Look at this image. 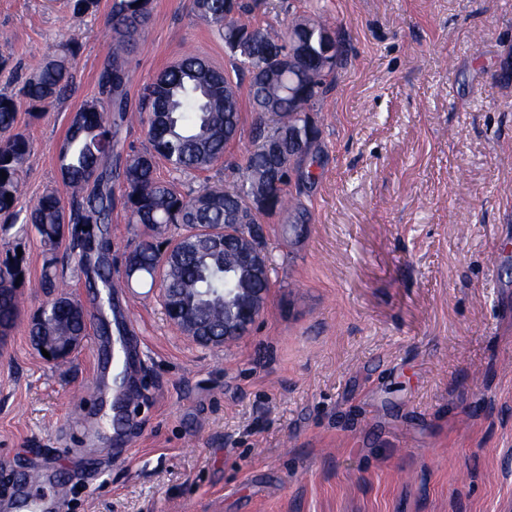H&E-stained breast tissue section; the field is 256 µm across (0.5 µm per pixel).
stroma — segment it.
<instances>
[{"label":"stroma","mask_w":512,"mask_h":512,"mask_svg":"<svg viewBox=\"0 0 512 512\" xmlns=\"http://www.w3.org/2000/svg\"><path fill=\"white\" fill-rule=\"evenodd\" d=\"M112 0L74 16L70 0H0V93L79 36L69 95L40 119L19 209L61 188L69 117L97 99ZM344 56L311 118L319 162L288 189L309 221L262 220L272 272L248 335L221 347L184 336L158 288L90 287L60 261L59 285L87 309L119 305L140 340L131 444L112 447V408L73 400L100 382L80 345L50 363L28 332L46 302L45 247L4 236L28 279L0 343V512L49 494L64 512H512V0H257L254 21L285 34L310 14ZM188 54L233 75L223 41L189 0H153L129 55L130 104ZM240 137L205 171L160 180L182 192L232 187L253 148ZM112 279H125L137 228L122 206L108 227ZM45 474L32 483L30 474Z\"/></svg>","instance_id":"1"}]
</instances>
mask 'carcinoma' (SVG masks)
I'll return each instance as SVG.
<instances>
[{
    "label": "carcinoma",
    "mask_w": 512,
    "mask_h": 512,
    "mask_svg": "<svg viewBox=\"0 0 512 512\" xmlns=\"http://www.w3.org/2000/svg\"><path fill=\"white\" fill-rule=\"evenodd\" d=\"M193 14L211 26L224 40L235 67L249 77L248 100L255 113L252 129L254 149L238 172L233 190L222 185H205L195 195L182 194L174 184L156 176V163L166 161L177 172L203 171L223 157L241 124L238 86L206 59L189 55L162 70L149 86L155 98L150 108L138 103V112L147 127L150 148L129 154L123 161L118 148V122L127 112L126 53L140 30L149 22L152 0H113L108 15L112 27V57L99 77V88L107 100L112 118L102 102L83 104L76 119L69 121L59 152L62 182L71 189L70 205L64 206L58 191L46 190L29 209L26 223L48 247L39 281L41 288H54L59 263L57 250L62 245L60 231L71 226L72 248L81 249L78 265L94 274L105 288L112 287V239L107 225L112 223L114 195L112 180L123 186L128 223L143 227L129 261L140 265L138 279L155 284L163 257L161 246L169 243L151 231L173 224L191 229L204 224L224 223V208L238 211L255 209L251 221L260 224L264 216L279 215L285 224L306 223L301 204H290L288 185L291 170L299 169L319 153L320 132L312 122L320 96L327 88L343 54L337 49L330 63L321 60V34L331 26L315 17L288 24L284 37L239 16L250 12L240 0H190ZM307 45L309 52L285 65L288 46ZM75 37L57 46L30 69L21 97L0 93V222L11 224L23 189L24 167L32 151L29 138L16 129L21 105L38 119L64 99L70 87L71 69L80 54ZM310 126L304 145H288V127ZM280 138L283 150L278 155L265 151V141ZM267 188L269 203L254 207L253 188ZM0 327H13L19 314V294L26 277L23 260L6 248L0 251ZM241 284L224 280V240L181 254L164 288H175L181 308L210 320L221 334L224 325V289ZM58 320L70 331L84 336L89 315L59 307Z\"/></svg>",
    "instance_id": "obj_1"
}]
</instances>
